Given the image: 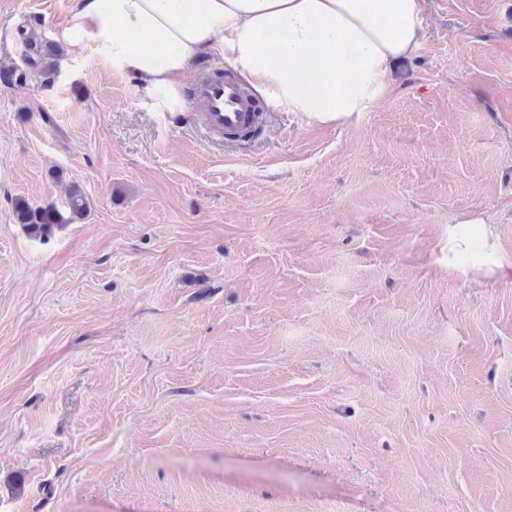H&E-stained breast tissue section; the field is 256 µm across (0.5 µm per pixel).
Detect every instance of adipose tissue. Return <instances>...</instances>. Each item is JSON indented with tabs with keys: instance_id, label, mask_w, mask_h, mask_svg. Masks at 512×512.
<instances>
[{
	"instance_id": "1",
	"label": "adipose tissue",
	"mask_w": 512,
	"mask_h": 512,
	"mask_svg": "<svg viewBox=\"0 0 512 512\" xmlns=\"http://www.w3.org/2000/svg\"><path fill=\"white\" fill-rule=\"evenodd\" d=\"M423 0H76L69 31L94 40L155 112L217 53L305 124H343L415 56ZM150 49H143L142 41Z\"/></svg>"
}]
</instances>
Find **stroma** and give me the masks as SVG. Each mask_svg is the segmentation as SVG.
I'll return each mask as SVG.
<instances>
[{"instance_id": "obj_1", "label": "stroma", "mask_w": 512, "mask_h": 512, "mask_svg": "<svg viewBox=\"0 0 512 512\" xmlns=\"http://www.w3.org/2000/svg\"><path fill=\"white\" fill-rule=\"evenodd\" d=\"M74 5L0 0V64L63 50L0 84V512H512V0H426L367 112L231 151ZM23 44L29 73L43 87H50L58 76L60 51L43 45L33 32L23 38ZM66 205V211H62L54 204L34 206L25 198L18 197L13 202V211L18 224H21L28 236L46 240L64 224L85 217L88 211L87 194L78 184L70 185Z\"/></svg>"}]
</instances>
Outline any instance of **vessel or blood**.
I'll list each match as a JSON object with an SVG mask.
<instances>
[{"label":"vessel or blood","mask_w":512,"mask_h":512,"mask_svg":"<svg viewBox=\"0 0 512 512\" xmlns=\"http://www.w3.org/2000/svg\"><path fill=\"white\" fill-rule=\"evenodd\" d=\"M191 97L200 106L195 121L208 140L224 141L247 132L256 138L262 135L268 111L259 98L247 92L237 74L202 70Z\"/></svg>","instance_id":"obj_1"}]
</instances>
